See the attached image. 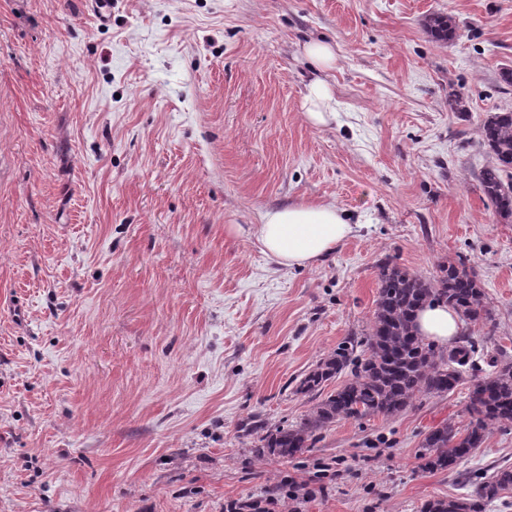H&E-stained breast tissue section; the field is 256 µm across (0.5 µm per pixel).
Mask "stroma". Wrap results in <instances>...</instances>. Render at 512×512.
I'll use <instances>...</instances> for the list:
<instances>
[{
    "mask_svg": "<svg viewBox=\"0 0 512 512\" xmlns=\"http://www.w3.org/2000/svg\"><path fill=\"white\" fill-rule=\"evenodd\" d=\"M453 15L433 41L425 19ZM327 38L336 119L303 117ZM512 0H0V512H421L512 464V423L462 469L424 435L465 426L468 385L390 420H342L292 460L266 430L313 407L300 375L364 339L389 260L466 257L493 310L464 324L512 356V223L477 175L512 110ZM460 94L468 108H449ZM332 203L355 233L286 268L249 234L267 208ZM307 478V502L283 476ZM275 499H261L258 497L250 496L242 500H235L228 502L224 505L225 512H272L269 506H275Z\"/></svg>",
    "mask_w": 512,
    "mask_h": 512,
    "instance_id": "35a3bbf8",
    "label": "stroma"
}]
</instances>
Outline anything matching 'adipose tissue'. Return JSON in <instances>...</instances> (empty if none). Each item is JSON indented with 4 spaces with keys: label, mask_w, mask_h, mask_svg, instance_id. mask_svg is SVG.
<instances>
[{
    "label": "adipose tissue",
    "mask_w": 512,
    "mask_h": 512,
    "mask_svg": "<svg viewBox=\"0 0 512 512\" xmlns=\"http://www.w3.org/2000/svg\"><path fill=\"white\" fill-rule=\"evenodd\" d=\"M303 53L315 70L303 97L304 116L312 126L324 127L336 118L333 90L325 77L336 67V49L327 40L314 39L304 45ZM353 231L348 216L336 205L299 203L264 210L251 235L278 265L300 268L320 263ZM416 326L426 340L445 346L459 334L462 321L453 308L432 303L418 312Z\"/></svg>",
    "instance_id": "1"
}]
</instances>
